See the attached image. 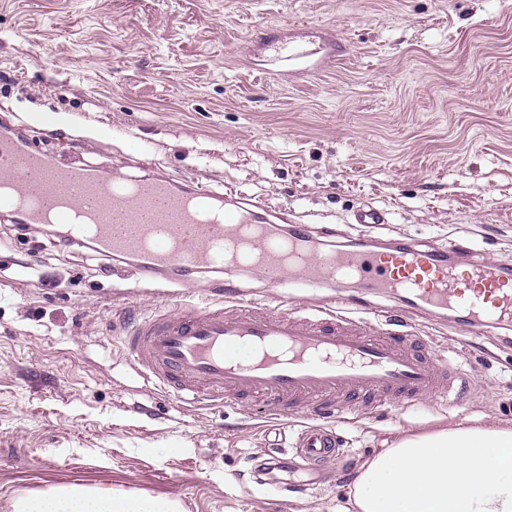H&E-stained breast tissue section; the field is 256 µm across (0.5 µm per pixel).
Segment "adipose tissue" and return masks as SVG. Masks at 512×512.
I'll return each mask as SVG.
<instances>
[{
  "mask_svg": "<svg viewBox=\"0 0 512 512\" xmlns=\"http://www.w3.org/2000/svg\"><path fill=\"white\" fill-rule=\"evenodd\" d=\"M14 512H173L149 497L82 487L15 500ZM343 512H512V425L407 434L363 465Z\"/></svg>",
  "mask_w": 512,
  "mask_h": 512,
  "instance_id": "obj_1",
  "label": "adipose tissue"
}]
</instances>
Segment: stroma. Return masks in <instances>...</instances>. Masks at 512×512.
<instances>
[{
  "label": "stroma",
  "mask_w": 512,
  "mask_h": 512,
  "mask_svg": "<svg viewBox=\"0 0 512 512\" xmlns=\"http://www.w3.org/2000/svg\"><path fill=\"white\" fill-rule=\"evenodd\" d=\"M309 51L302 71L273 48ZM48 155L286 207L339 240H465L512 264V0H0V125ZM373 206L380 229L355 223ZM0 215V512L81 486L175 512H341L357 468L404 432L512 423V331L382 303L447 339L457 403L386 406L340 427L327 482L300 459L253 471L304 420L262 403L187 408L122 352L124 322L196 298Z\"/></svg>",
  "instance_id": "stroma-1"
}]
</instances>
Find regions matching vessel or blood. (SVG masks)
I'll use <instances>...</instances> for the list:
<instances>
[{
    "label": "vessel or blood",
    "mask_w": 512,
    "mask_h": 512,
    "mask_svg": "<svg viewBox=\"0 0 512 512\" xmlns=\"http://www.w3.org/2000/svg\"><path fill=\"white\" fill-rule=\"evenodd\" d=\"M216 198L170 176L112 179L0 131V212L15 223L70 226L73 240L131 260L148 283L176 286L184 272L216 274L195 303L135 322L122 344L139 375L183 405L262 398L272 421L291 412L313 417L293 455L305 462L308 484L323 481L321 466L336 454L332 424L346 420L348 409L410 408L463 392L435 337L413 324L391 331L369 296L398 295L414 311L451 312L468 336L512 322V266L461 244L410 239L385 254L362 239L336 241L329 227L297 224L285 236L278 226L287 210L241 194L228 206ZM316 234L330 244L315 257L309 240ZM253 266L264 270L270 289L291 284L301 295L283 306L245 299L225 273ZM352 280L363 296L338 292ZM322 288L335 289L336 298L314 302Z\"/></svg>",
    "instance_id": "obj_1"
}]
</instances>
